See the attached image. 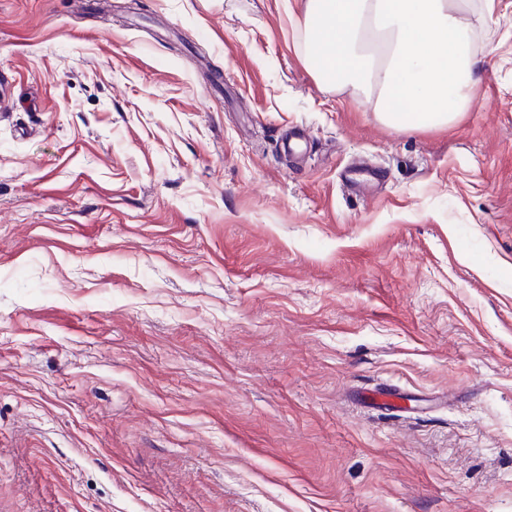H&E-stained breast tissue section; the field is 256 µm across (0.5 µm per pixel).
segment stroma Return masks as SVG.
I'll return each mask as SVG.
<instances>
[{"instance_id": "1", "label": "stroma", "mask_w": 512, "mask_h": 512, "mask_svg": "<svg viewBox=\"0 0 512 512\" xmlns=\"http://www.w3.org/2000/svg\"><path fill=\"white\" fill-rule=\"evenodd\" d=\"M300 8L0 0V512H512V18L402 130Z\"/></svg>"}]
</instances>
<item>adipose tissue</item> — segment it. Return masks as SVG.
<instances>
[{"label": "adipose tissue", "instance_id": "1", "mask_svg": "<svg viewBox=\"0 0 512 512\" xmlns=\"http://www.w3.org/2000/svg\"><path fill=\"white\" fill-rule=\"evenodd\" d=\"M510 16L512 0H302L295 23L315 32L305 55L318 80L355 90L390 126L421 129L469 111L491 52L479 33Z\"/></svg>", "mask_w": 512, "mask_h": 512}]
</instances>
